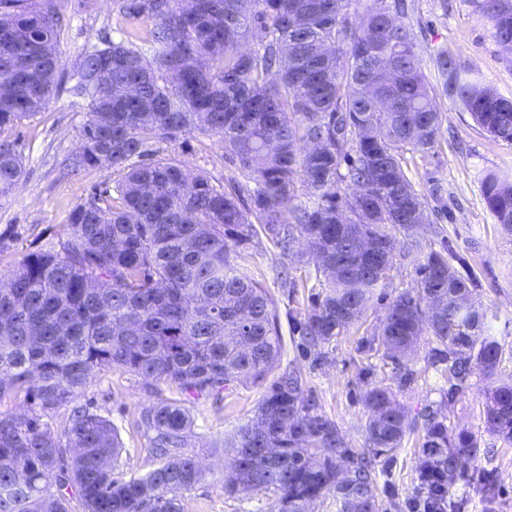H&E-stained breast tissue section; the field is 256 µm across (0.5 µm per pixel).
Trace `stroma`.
<instances>
[{"label":"stroma","instance_id":"35a3bbf8","mask_svg":"<svg viewBox=\"0 0 512 512\" xmlns=\"http://www.w3.org/2000/svg\"><path fill=\"white\" fill-rule=\"evenodd\" d=\"M61 12V74L66 78L77 68L86 47L115 38L122 29L144 32L155 25L146 15L121 18L114 0H62ZM403 20L415 33L429 81H436L433 60L445 50L512 100V54L490 38L487 21L473 0H406ZM436 104L442 123L435 153L425 158L413 156L408 164V175L424 195L429 217L411 245L414 253L423 256L444 243L449 254L465 262L474 278L475 295L492 314L493 332L502 346L496 377L512 382V232L498 224L482 191L487 173L512 172V141L490 135L452 98L437 96ZM88 110V100L64 89L43 112L0 130V141L17 142L24 162L18 185L0 196V240L7 243L6 250L0 252V279L9 275L24 254L57 246L75 205L100 189L114 187L116 176L111 169L71 172L65 167L67 158L78 149L79 128ZM151 148L179 162L188 173H205L214 184L235 189L241 205L250 206L255 185L241 175L237 160L218 137L194 131L173 141L152 142ZM295 249L303 254L297 263L261 235L234 264L240 272L262 282L283 310L288 303L284 269H291L298 297H307L317 284L314 260L304 254L303 244H296ZM416 280L411 260L396 255L390 279L374 290L368 302V324L381 319L390 299L415 286ZM360 338L359 332H351L338 343L328 364L307 368L306 386L336 421L348 451L358 455L368 446L363 391L376 384L398 388L402 373L412 372L411 384L398 388V398L415 428L399 448L383 458L378 476L387 512H407L409 500L417 495L420 438L424 417L431 411L446 416L450 426L472 431L480 441L469 477L455 480L453 485L455 498L465 502L462 512H512V441L484 430L487 380L473 375L469 388L456 392L430 365L428 341H421L417 351L398 367L381 356L367 355ZM263 393L262 387L237 383L218 394L182 398L166 384L111 368L95 371L91 384L73 398L71 405L48 411L46 419L55 429H62L74 405L109 419L125 448L121 469L140 474L154 467L156 458L147 436L136 425L139 413L159 400L181 398L194 419L188 449L204 469L202 482L182 494L185 512H271V496H231L223 488L230 462L224 443L252 417ZM487 479L494 484V495L489 499L482 494Z\"/></svg>","mask_w":512,"mask_h":512}]
</instances>
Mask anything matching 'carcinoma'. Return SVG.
I'll list each match as a JSON object with an SVG mask.
<instances>
[{"label": "carcinoma", "instance_id": "obj_1", "mask_svg": "<svg viewBox=\"0 0 512 512\" xmlns=\"http://www.w3.org/2000/svg\"><path fill=\"white\" fill-rule=\"evenodd\" d=\"M351 2L117 0L121 17L146 13L155 28L84 51L72 91L90 111L73 166L107 167L120 179L70 211L59 249L29 252L0 288V400L22 393L52 410L112 367L187 395L265 383L234 435L224 490L271 494L275 512H314L330 492L337 512H385L374 461L411 430L404 405L390 387L364 393L368 452L339 479L347 449L306 388L301 361L326 363L328 347L363 326L371 293L393 271L397 235L428 223L405 151L434 149L441 113L402 20L404 0L355 27ZM475 3L509 49L512 0ZM1 21L0 129L46 108L61 67L57 0H0ZM249 41L256 50L243 49ZM435 65L444 95L512 141V100L446 50ZM192 130L219 137L255 182L249 208L203 173L185 191L182 166L149 150ZM22 174L21 152L0 143V194ZM346 182L357 188L349 197L340 194ZM482 186L512 231V174L488 173ZM259 233L291 258L298 238L324 258L306 302L286 278L296 357L279 373L278 307L231 263L232 247ZM452 260L445 243L418 258L416 286L394 297L361 346L398 364L429 337L432 365L455 390L475 371L490 380L484 429L512 441V383L494 381L502 348L486 335L473 281L455 267L463 261ZM192 424L177 400L144 408L137 426L158 465L129 475L116 429L87 408L62 434L35 411L0 412V512H72L74 500L82 512H184L181 493L204 479L186 451ZM420 448L422 488L451 499L449 476L473 464L477 436L432 412Z\"/></svg>", "mask_w": 512, "mask_h": 512}]
</instances>
